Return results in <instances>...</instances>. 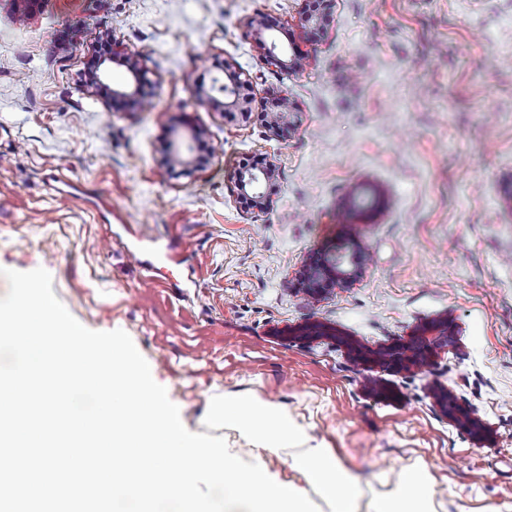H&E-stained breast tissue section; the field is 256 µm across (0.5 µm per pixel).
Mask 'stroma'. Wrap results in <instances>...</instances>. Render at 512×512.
<instances>
[{
  "label": "stroma",
  "mask_w": 512,
  "mask_h": 512,
  "mask_svg": "<svg viewBox=\"0 0 512 512\" xmlns=\"http://www.w3.org/2000/svg\"><path fill=\"white\" fill-rule=\"evenodd\" d=\"M0 0V268H45L86 328L121 329L191 432L224 437L330 512L296 447L267 455L216 421L224 397L279 404L359 479V512L424 467L436 512H512V0ZM294 65L267 63L254 21ZM141 73L84 77L101 36ZM238 75L250 110L212 103ZM197 130L205 157L170 160ZM270 167L241 202L243 159ZM138 225L143 241L131 238ZM355 243L347 283L312 261ZM448 319L427 364L366 366ZM443 386L487 430L445 416ZM293 337L301 340H316L323 337L332 338L343 343L354 359L373 366H385L396 369H409L411 365L421 366L433 357L435 350L448 344V324L438 320L425 326L418 336H414L408 344L396 342L382 350L367 352L355 343L344 340L320 323H309L294 333ZM411 346L417 349L418 355L413 359L405 358L402 349Z\"/></svg>",
  "instance_id": "35a3bbf8"
}]
</instances>
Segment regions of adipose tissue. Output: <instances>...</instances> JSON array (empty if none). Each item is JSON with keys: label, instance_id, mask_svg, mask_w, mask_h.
<instances>
[{"label": "adipose tissue", "instance_id": "1", "mask_svg": "<svg viewBox=\"0 0 512 512\" xmlns=\"http://www.w3.org/2000/svg\"><path fill=\"white\" fill-rule=\"evenodd\" d=\"M224 422L238 428L249 441L270 454L291 444L300 445L293 464L314 478L331 506L330 512H359L357 477L340 465L328 449L307 446L305 432L286 410L259 398H228L224 401ZM375 512H435L425 472L400 473L380 497Z\"/></svg>", "mask_w": 512, "mask_h": 512}]
</instances>
